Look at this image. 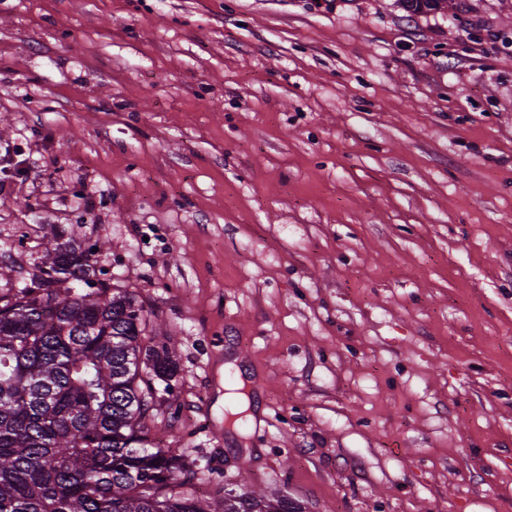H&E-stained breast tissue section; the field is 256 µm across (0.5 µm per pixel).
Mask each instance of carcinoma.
<instances>
[{"mask_svg": "<svg viewBox=\"0 0 512 512\" xmlns=\"http://www.w3.org/2000/svg\"><path fill=\"white\" fill-rule=\"evenodd\" d=\"M411 14L456 0H399ZM31 269L0 264V512H303L247 487L198 495L149 436L177 369L143 307L112 284L105 243L51 227ZM98 251H93V248Z\"/></svg>", "mask_w": 512, "mask_h": 512, "instance_id": "cac0c4a2", "label": "carcinoma"}]
</instances>
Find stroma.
I'll return each mask as SVG.
<instances>
[{"label":"stroma","instance_id":"1","mask_svg":"<svg viewBox=\"0 0 512 512\" xmlns=\"http://www.w3.org/2000/svg\"><path fill=\"white\" fill-rule=\"evenodd\" d=\"M0 118V238L108 237L206 495L512 512V0H0ZM407 13L417 14L428 11L444 13L457 9L456 0H399Z\"/></svg>","mask_w":512,"mask_h":512}]
</instances>
